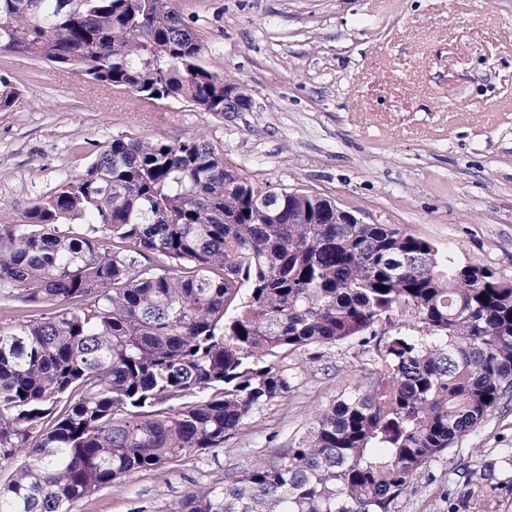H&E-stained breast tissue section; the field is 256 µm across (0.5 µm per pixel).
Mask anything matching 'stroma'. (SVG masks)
Wrapping results in <instances>:
<instances>
[{
	"label": "stroma",
	"instance_id": "1",
	"mask_svg": "<svg viewBox=\"0 0 512 512\" xmlns=\"http://www.w3.org/2000/svg\"><path fill=\"white\" fill-rule=\"evenodd\" d=\"M206 66L252 107L134 94L0 50L20 99L0 111V224H23L85 142L201 137L256 179L313 191L512 280V0H175ZM358 344L286 360L299 386L243 433L163 472L136 473L81 512H166L189 491L273 457L315 409L362 382ZM276 435V446L266 444ZM399 512H512V406L459 439Z\"/></svg>",
	"mask_w": 512,
	"mask_h": 512
}]
</instances>
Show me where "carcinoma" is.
Segmentation results:
<instances>
[{"mask_svg": "<svg viewBox=\"0 0 512 512\" xmlns=\"http://www.w3.org/2000/svg\"><path fill=\"white\" fill-rule=\"evenodd\" d=\"M0 50L217 116L250 101L204 65L174 0H0ZM18 99L1 76L0 110ZM5 297L63 309L0 324V512H74L224 447L297 386L280 357L311 346L374 348L364 384L168 512H397L512 400V282L249 177L198 137L114 139L27 223L1 224Z\"/></svg>", "mask_w": 512, "mask_h": 512, "instance_id": "1", "label": "carcinoma"}]
</instances>
